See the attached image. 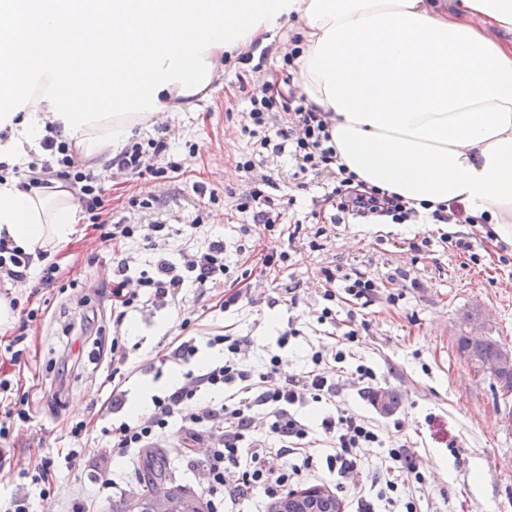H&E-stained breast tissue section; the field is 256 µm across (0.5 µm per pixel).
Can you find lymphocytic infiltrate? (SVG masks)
<instances>
[{
  "label": "lymphocytic infiltrate",
  "instance_id": "lymphocytic-infiltrate-1",
  "mask_svg": "<svg viewBox=\"0 0 512 512\" xmlns=\"http://www.w3.org/2000/svg\"><path fill=\"white\" fill-rule=\"evenodd\" d=\"M267 57L264 50L239 57L240 62L250 65L254 79L248 92V107L238 121V131L250 139L251 150L235 161V170L246 184L237 199V212L244 214L248 223L261 225L268 234H275L286 203L276 193L278 184L272 167L286 157L294 165L291 179L296 188H303L309 176L320 179L326 187L323 195L311 200L310 216L318 223L325 212L330 213L334 224L344 223L351 216L383 218L394 224L414 219L416 209L407 206L397 194L375 186L357 189L354 173L339 161L329 113L308 105L297 86H289L284 94L276 92L274 82L261 76ZM44 129L42 156L23 168L0 162V181L14 177L26 190L62 183L88 213L100 240L117 249L135 239L153 248L164 246L173 236H190L203 226L204 217L199 213L176 229L165 224L159 216L160 198L151 189L128 201L129 207L140 213L141 223L113 220L112 197L105 186V175L82 160L53 123H46ZM153 131L147 141L131 140L112 159L117 173L157 179L181 171L196 155L193 147L186 154H174L168 125L154 124ZM226 249L222 238L207 239L184 254L181 263L160 260L153 274L132 273L128 258H118L109 291L116 323H123L130 309L167 306L189 285L227 287L223 305L234 306L250 298L258 276L286 266L289 259L288 251L281 246L265 245L258 249L251 267L241 271L226 263ZM63 274V267L51 260L48 252L29 253L7 237H0V288H17L34 275L47 289ZM321 274L324 300L335 299L341 290L365 308L383 300L391 305L398 301L397 294L381 295L379 282L367 272L340 276L335 269L325 267ZM25 339V334H18L12 343L0 349V462L13 443L17 426L30 419L25 400L13 395L10 373L11 368L21 363L18 345ZM209 342L223 346L227 359L200 372L186 371L174 389L153 396L151 408L137 421L102 428L105 446L112 455L142 450L155 443L170 423L176 422L181 430L203 435L202 481L210 512H223L225 500L234 501L254 492L266 500H276L288 485L300 482L303 472L314 464V451L308 441L309 425L294 413L293 407L307 398L318 402L340 396L342 387L326 365L341 362L344 353L339 350L329 357L319 350L313 352L312 369L298 378L284 370L276 355L269 358L259 373L245 369L240 361L248 344L245 338L219 334L210 337ZM207 391L222 392V400L201 403L200 396ZM322 428L331 447L328 466L335 468L346 483L358 486V475L366 467L362 451L378 444L377 429L361 415L341 406L335 416L323 420ZM381 472L386 489L392 493L408 492L410 481L423 479L419 459L403 447L389 450Z\"/></svg>",
  "mask_w": 512,
  "mask_h": 512
}]
</instances>
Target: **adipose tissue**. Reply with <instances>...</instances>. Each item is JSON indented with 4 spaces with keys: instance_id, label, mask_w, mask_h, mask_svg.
<instances>
[{
    "instance_id": "ef3b65f1",
    "label": "adipose tissue",
    "mask_w": 512,
    "mask_h": 512,
    "mask_svg": "<svg viewBox=\"0 0 512 512\" xmlns=\"http://www.w3.org/2000/svg\"><path fill=\"white\" fill-rule=\"evenodd\" d=\"M299 21L308 104L359 180L419 204L462 203L512 245V0H0V161L27 164L45 122L102 164L156 112L208 96L225 53ZM111 27L132 44L77 56L70 35ZM106 69L111 86L83 79ZM67 189L0 181V231L25 251L67 242Z\"/></svg>"
}]
</instances>
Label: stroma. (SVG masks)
Segmentation results:
<instances>
[{
    "label": "stroma",
    "instance_id": "stroma-1",
    "mask_svg": "<svg viewBox=\"0 0 512 512\" xmlns=\"http://www.w3.org/2000/svg\"><path fill=\"white\" fill-rule=\"evenodd\" d=\"M247 71L238 60H230L210 97L198 101L194 111L162 113L175 134L174 152H184L192 143L198 155L187 172L156 182L168 223L187 222L196 206L209 211L201 236H223L227 262L245 268L253 260L252 245L263 234L260 227H247L234 199L245 189L234 161L246 149L245 138L236 133L235 115L246 107L237 77ZM201 184L208 197L197 195ZM315 230L305 223L288 268L264 278L253 292V303L225 310L219 291L189 287L182 289L176 304L136 309L117 326L111 301L99 287L112 271L113 250L93 233L87 214L79 213L69 241L51 253L69 273L63 285L42 290L30 280L17 292L19 299L31 295L47 303L49 314L33 322L22 344L26 367L20 392L28 400L31 419L14 442L15 464L25 467L57 449L73 447L65 434L67 422H120L127 419L128 406L171 390L172 374L222 360V348L207 343L213 334L247 337L250 361L275 354L288 373L304 375L313 367L314 351L336 347L329 325L318 321L328 305L338 322L355 317L370 324L368 333L346 348L344 361L335 367L343 378L360 366L373 372L371 379L347 387L343 394L351 409L376 425L383 440L382 447L364 449V457L376 465L386 449L403 444L420 458L424 482L410 486L417 512H512V394L501 395L459 356L455 343L460 316L477 308L491 319L488 335L512 347V246L488 236L484 224H332L320 248L313 249L309 243ZM460 237L469 238L475 248H486L481 264L457 250ZM413 242L424 243L420 255L410 251ZM400 265L411 267L419 285L405 289L395 305L364 309L341 298L327 303L317 283L324 267L343 274L366 270L381 278ZM276 284L296 286L297 305L284 300L268 306L267 296ZM88 317L94 323L82 338L80 361L60 373L62 348ZM186 317L192 323L184 330L180 323ZM291 325L298 335L279 344L281 333ZM115 338L128 354V378L123 385L126 407L113 413L112 387L104 377ZM190 338L198 351L189 365L160 364L175 342ZM377 390L397 393L396 412L372 405L369 394ZM169 429L161 449L172 480L203 495L200 449L186 448L177 424ZM143 460L140 454L110 458L97 450L80 455L71 465H59L48 493L29 486L32 508L68 512L72 499L95 488L99 496L94 512H112L130 489L142 487Z\"/></svg>",
    "mask_w": 512,
    "mask_h": 512
}]
</instances>
